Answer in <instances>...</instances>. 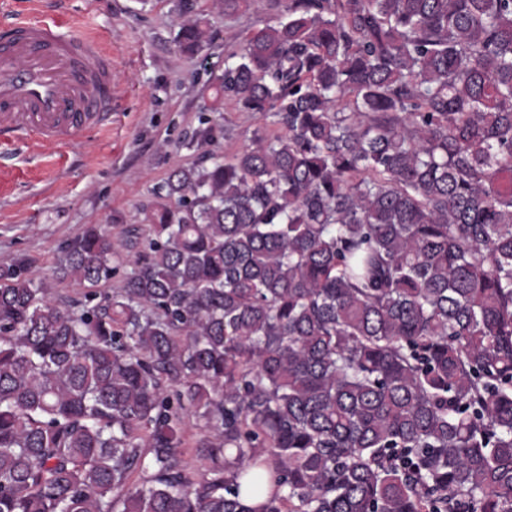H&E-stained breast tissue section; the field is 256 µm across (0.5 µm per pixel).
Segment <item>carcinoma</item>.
I'll return each instance as SVG.
<instances>
[{
    "mask_svg": "<svg viewBox=\"0 0 512 512\" xmlns=\"http://www.w3.org/2000/svg\"><path fill=\"white\" fill-rule=\"evenodd\" d=\"M211 84L278 132L69 244L82 301L0 267V512H512V0H288ZM204 436L199 423L192 417L186 420L185 426V449L181 457L182 463L188 467H197L202 460L198 456L197 443Z\"/></svg>",
    "mask_w": 512,
    "mask_h": 512,
    "instance_id": "carcinoma-1",
    "label": "carcinoma"
}]
</instances>
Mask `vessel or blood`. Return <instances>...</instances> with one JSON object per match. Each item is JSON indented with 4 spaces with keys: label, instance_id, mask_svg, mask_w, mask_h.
<instances>
[{
    "label": "vessel or blood",
    "instance_id": "obj_1",
    "mask_svg": "<svg viewBox=\"0 0 512 512\" xmlns=\"http://www.w3.org/2000/svg\"><path fill=\"white\" fill-rule=\"evenodd\" d=\"M0 144H58L112 115V68L98 39L17 18L0 32Z\"/></svg>",
    "mask_w": 512,
    "mask_h": 512
}]
</instances>
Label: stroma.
<instances>
[{"mask_svg":"<svg viewBox=\"0 0 512 512\" xmlns=\"http://www.w3.org/2000/svg\"><path fill=\"white\" fill-rule=\"evenodd\" d=\"M38 9L64 30L97 36L111 54L112 121L61 146L0 148V265L25 259L56 297L78 301L83 285L53 275L64 244L90 225L117 234L143 224L171 168L200 158L189 142L213 101L210 72L223 70L252 31L276 25L284 6L246 0L238 12L213 16L200 57L177 50L174 0H39ZM268 126L225 100L212 150L233 155Z\"/></svg>","mask_w":512,"mask_h":512,"instance_id":"1","label":"stroma"}]
</instances>
